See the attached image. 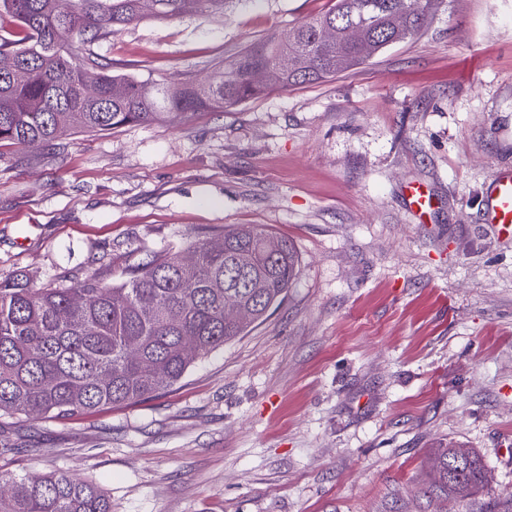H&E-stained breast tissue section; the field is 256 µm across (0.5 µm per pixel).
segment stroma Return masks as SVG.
<instances>
[{"mask_svg": "<svg viewBox=\"0 0 512 512\" xmlns=\"http://www.w3.org/2000/svg\"><path fill=\"white\" fill-rule=\"evenodd\" d=\"M333 0H231L75 44L112 73L203 80ZM512 0H438L336 77L179 124L0 143V282L123 279L147 254L263 224L298 275L173 388L69 419H0V473L96 482L112 512H464L431 455L475 449L512 507ZM432 194L414 215L405 189ZM487 209L488 218L498 233L512 238V173L501 174L495 179Z\"/></svg>", "mask_w": 512, "mask_h": 512, "instance_id": "obj_1", "label": "stroma"}]
</instances>
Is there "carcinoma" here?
Masks as SVG:
<instances>
[{"instance_id": "cac0c4a2", "label": "carcinoma", "mask_w": 512, "mask_h": 512, "mask_svg": "<svg viewBox=\"0 0 512 512\" xmlns=\"http://www.w3.org/2000/svg\"><path fill=\"white\" fill-rule=\"evenodd\" d=\"M434 0H335L328 11L281 36L261 40L224 62L212 81L149 83L112 75L100 59L75 56L52 41L94 39L143 16L140 0H74L62 19L56 0H0V17L16 23L0 37V142L52 144L70 133L131 124L175 123L191 112L224 109L272 90L332 78L417 35ZM226 0H155L156 18L224 12ZM360 23L366 40L348 41ZM277 71L265 84L256 66ZM192 279L181 275L185 255ZM298 273L293 245L262 224L248 232H212L178 251H160L133 266L118 284L90 276L74 288H32L26 275L0 282V417L66 419L131 405L175 386L188 369L245 335L279 305ZM252 318L244 322L237 309ZM486 465L472 448L434 454L431 491L460 501L478 496ZM0 512H112L93 481L63 473L38 479L0 476Z\"/></svg>"}]
</instances>
